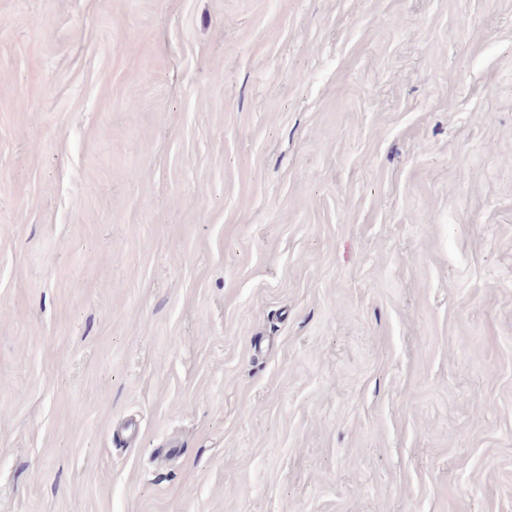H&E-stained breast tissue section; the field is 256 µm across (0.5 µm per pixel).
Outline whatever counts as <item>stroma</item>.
<instances>
[{
    "label": "stroma",
    "mask_w": 512,
    "mask_h": 512,
    "mask_svg": "<svg viewBox=\"0 0 512 512\" xmlns=\"http://www.w3.org/2000/svg\"><path fill=\"white\" fill-rule=\"evenodd\" d=\"M0 512H512V0H0Z\"/></svg>",
    "instance_id": "stroma-1"
}]
</instances>
